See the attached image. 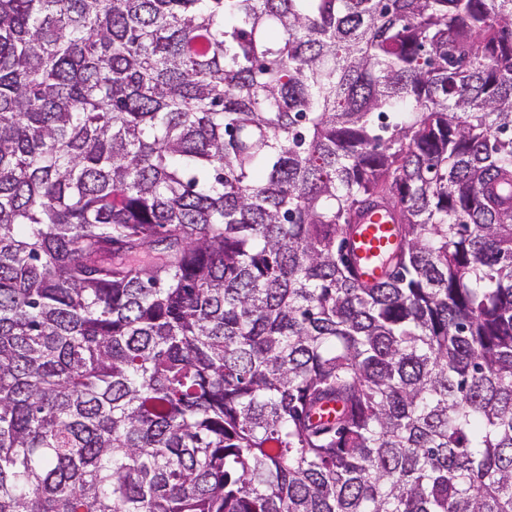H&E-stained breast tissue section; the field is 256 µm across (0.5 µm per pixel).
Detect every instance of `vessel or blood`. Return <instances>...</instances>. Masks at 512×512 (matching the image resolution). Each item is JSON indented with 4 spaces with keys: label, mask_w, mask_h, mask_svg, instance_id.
Instances as JSON below:
<instances>
[{
    "label": "vessel or blood",
    "mask_w": 512,
    "mask_h": 512,
    "mask_svg": "<svg viewBox=\"0 0 512 512\" xmlns=\"http://www.w3.org/2000/svg\"><path fill=\"white\" fill-rule=\"evenodd\" d=\"M359 223L360 230L349 243L347 252L361 279H376L383 272L382 257L396 245L392 223L380 209L365 212Z\"/></svg>",
    "instance_id": "b4317fda"
}]
</instances>
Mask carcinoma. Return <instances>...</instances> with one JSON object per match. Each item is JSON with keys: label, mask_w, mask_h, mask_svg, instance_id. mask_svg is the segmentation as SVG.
I'll use <instances>...</instances> for the list:
<instances>
[{"label": "carcinoma", "mask_w": 512, "mask_h": 512, "mask_svg": "<svg viewBox=\"0 0 512 512\" xmlns=\"http://www.w3.org/2000/svg\"><path fill=\"white\" fill-rule=\"evenodd\" d=\"M0 512H512V0H0ZM387 215L381 209L362 214L359 233L348 245V255L362 280L378 279L381 276V258L392 252L396 245L393 222Z\"/></svg>", "instance_id": "1"}]
</instances>
